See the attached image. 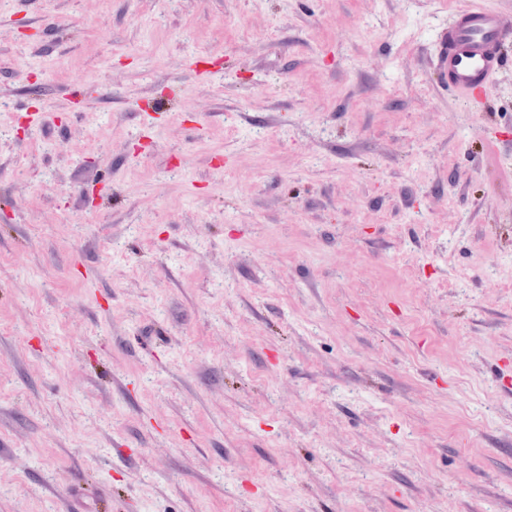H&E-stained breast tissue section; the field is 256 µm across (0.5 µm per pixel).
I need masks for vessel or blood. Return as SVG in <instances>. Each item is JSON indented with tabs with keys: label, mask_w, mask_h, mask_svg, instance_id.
Returning a JSON list of instances; mask_svg holds the SVG:
<instances>
[{
	"label": "vessel or blood",
	"mask_w": 512,
	"mask_h": 512,
	"mask_svg": "<svg viewBox=\"0 0 512 512\" xmlns=\"http://www.w3.org/2000/svg\"><path fill=\"white\" fill-rule=\"evenodd\" d=\"M511 42L512 15L487 8L483 0H467L450 16L437 54L449 90L482 108L507 64L504 48Z\"/></svg>",
	"instance_id": "b4317fda"
}]
</instances>
